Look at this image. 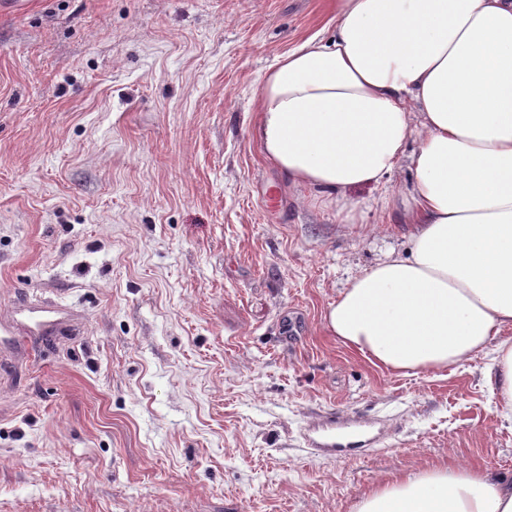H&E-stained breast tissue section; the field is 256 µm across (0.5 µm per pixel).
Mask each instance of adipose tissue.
<instances>
[{
    "label": "adipose tissue",
    "instance_id": "adipose-tissue-1",
    "mask_svg": "<svg viewBox=\"0 0 512 512\" xmlns=\"http://www.w3.org/2000/svg\"><path fill=\"white\" fill-rule=\"evenodd\" d=\"M330 38L278 57L254 132L298 194L354 220L352 189L415 173L407 250L343 288L327 332L376 368L486 376L512 422V0H335ZM418 147L407 152L410 137ZM352 512H512V475L435 464L375 485Z\"/></svg>",
    "mask_w": 512,
    "mask_h": 512
}]
</instances>
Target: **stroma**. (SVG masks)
I'll return each instance as SVG.
<instances>
[{
    "mask_svg": "<svg viewBox=\"0 0 512 512\" xmlns=\"http://www.w3.org/2000/svg\"><path fill=\"white\" fill-rule=\"evenodd\" d=\"M333 0H0V512H350L401 471L512 474V424L458 370H380L324 329L406 247L401 162L300 198L252 133L267 68L330 37ZM384 444L308 448L324 412Z\"/></svg>",
    "mask_w": 512,
    "mask_h": 512,
    "instance_id": "obj_1",
    "label": "stroma"
}]
</instances>
